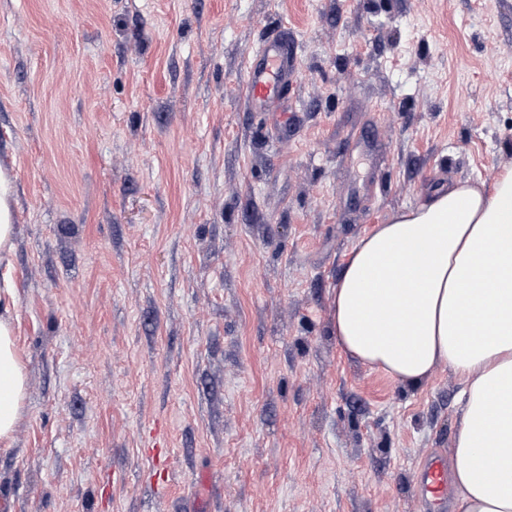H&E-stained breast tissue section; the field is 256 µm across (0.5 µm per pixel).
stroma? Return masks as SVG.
Instances as JSON below:
<instances>
[{
  "mask_svg": "<svg viewBox=\"0 0 512 512\" xmlns=\"http://www.w3.org/2000/svg\"><path fill=\"white\" fill-rule=\"evenodd\" d=\"M281 35L284 127L242 99ZM508 167L512 0H0V512H423L461 383L344 356L333 290L374 225ZM12 188L7 175L0 169V266L10 264L13 252ZM16 299L0 293V444L9 445L22 418L26 397L25 365L15 342Z\"/></svg>",
  "mask_w": 512,
  "mask_h": 512,
  "instance_id": "obj_1",
  "label": "stroma"
}]
</instances>
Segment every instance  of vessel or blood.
Instances as JSON below:
<instances>
[{
	"label": "vessel or blood",
	"instance_id": "b4317fda",
	"mask_svg": "<svg viewBox=\"0 0 512 512\" xmlns=\"http://www.w3.org/2000/svg\"><path fill=\"white\" fill-rule=\"evenodd\" d=\"M297 56L287 40L275 39L252 55L246 66L245 102L247 106L273 113L279 122H287L285 91L297 68ZM448 466L443 459L427 461L422 474L421 501L425 512L443 506L447 496Z\"/></svg>",
	"mask_w": 512,
	"mask_h": 512
}]
</instances>
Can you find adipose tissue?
<instances>
[{
    "mask_svg": "<svg viewBox=\"0 0 512 512\" xmlns=\"http://www.w3.org/2000/svg\"><path fill=\"white\" fill-rule=\"evenodd\" d=\"M12 293H0V444L27 376ZM341 352L408 385L440 365L461 381L452 448L458 512H512V167L458 183L376 225L333 292Z\"/></svg>",
    "mask_w": 512,
    "mask_h": 512,
    "instance_id": "obj_1",
    "label": "adipose tissue"
}]
</instances>
